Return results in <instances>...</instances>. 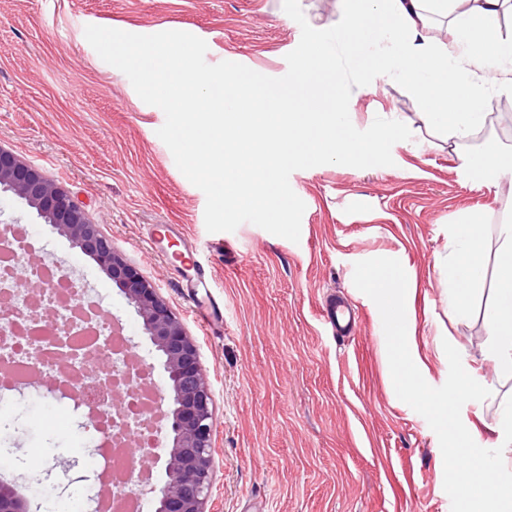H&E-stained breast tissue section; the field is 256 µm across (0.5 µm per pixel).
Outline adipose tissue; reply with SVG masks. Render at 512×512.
Instances as JSON below:
<instances>
[{
	"mask_svg": "<svg viewBox=\"0 0 512 512\" xmlns=\"http://www.w3.org/2000/svg\"><path fill=\"white\" fill-rule=\"evenodd\" d=\"M346 27L314 34L287 80L269 83L254 69L212 73L194 61L189 44L130 48L143 89L167 99L180 117L194 167L222 185L220 200L256 202L268 220L288 221L292 201L277 172L310 150L320 159L364 161L383 152L382 138L353 137L339 109L343 84L338 51L357 55L379 75L400 74L426 107L434 128L467 140L486 119L485 87L512 86V33L497 20L512 0H345ZM495 300L485 326L495 339L497 371L512 374V225L500 230ZM459 256L448 263V308H461L484 277L478 220L459 225Z\"/></svg>",
	"mask_w": 512,
	"mask_h": 512,
	"instance_id": "obj_1",
	"label": "adipose tissue"
}]
</instances>
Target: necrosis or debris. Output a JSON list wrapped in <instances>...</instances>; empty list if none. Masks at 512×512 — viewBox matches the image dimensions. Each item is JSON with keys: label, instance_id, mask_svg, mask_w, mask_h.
Wrapping results in <instances>:
<instances>
[{"label": "necrosis or debris", "instance_id": "necrosis-or-debris-1", "mask_svg": "<svg viewBox=\"0 0 512 512\" xmlns=\"http://www.w3.org/2000/svg\"><path fill=\"white\" fill-rule=\"evenodd\" d=\"M33 251V244L21 230H0V297L10 296L15 308L12 314H0V394L31 376L57 379V359L67 355L68 377L63 389L73 391L83 404L98 412V449L89 462L98 479L93 492L102 496L107 482L116 487L127 485L129 493L116 512H144L142 485L130 476L127 449L117 433L122 426L139 430L142 447H151L153 435L142 423L149 415L157 387L151 374H143L136 394L121 415H114L112 398L118 380L87 383L83 376L90 357L100 350L106 351L120 370H127L126 339L102 317L97 300L77 278L61 276L47 261L31 264ZM21 269L41 285L39 297H32L29 289L18 284L16 276ZM40 305L53 309L54 317L41 319L36 311Z\"/></svg>", "mask_w": 512, "mask_h": 512}]
</instances>
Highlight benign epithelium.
Wrapping results in <instances>:
<instances>
[{
    "label": "benign epithelium",
    "mask_w": 512,
    "mask_h": 512,
    "mask_svg": "<svg viewBox=\"0 0 512 512\" xmlns=\"http://www.w3.org/2000/svg\"><path fill=\"white\" fill-rule=\"evenodd\" d=\"M11 193L36 211L43 223L69 239L112 279L127 304L142 319L144 334L158 353L167 385L159 393L166 409L151 429L170 435L160 452L146 453L140 439L125 433L130 458L147 469L165 459L166 481L153 486L154 512H206L212 464V394L198 348L154 284L138 272L112 244L89 213L36 165L0 146V193ZM110 371L106 356L92 357L86 377L96 380ZM0 512H28L25 499L12 485L0 483Z\"/></svg>",
    "instance_id": "obj_1"
}]
</instances>
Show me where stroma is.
Masks as SVG:
<instances>
[{
  "label": "stroma",
  "mask_w": 512,
  "mask_h": 512,
  "mask_svg": "<svg viewBox=\"0 0 512 512\" xmlns=\"http://www.w3.org/2000/svg\"><path fill=\"white\" fill-rule=\"evenodd\" d=\"M341 0H0V146L42 168L70 192L115 248L151 278L195 341L211 385L214 440L206 512H451L443 458L426 419L394 390L382 319L353 284L356 262L398 259L414 281L407 330L434 387L445 383L444 343L491 391L461 410L486 445L512 377L483 354L491 343L484 315L494 298L499 228L512 222V186L473 182L461 155L512 153V120L487 119L472 139L452 144L429 126L401 79L353 88L350 119L402 117L410 140L393 145V166L322 165L294 171L304 201L299 242L251 224L208 232L206 198L177 168L157 131L164 112L146 104L128 77L87 42L89 25L135 34L184 31L203 39L206 60L287 78L314 31L345 25ZM479 218L485 278L461 312L448 309L445 269L456 255L458 225ZM0 218L18 219L39 257L68 265L118 321L139 360L153 363L141 319L108 275L8 195ZM177 224L180 237L154 235ZM212 270L211 293L224 323L204 330L183 286L189 252ZM347 298L354 335L323 325L327 294ZM0 415V445L15 463L0 479L27 498L30 512L67 501L82 462L96 452L86 413L71 418L70 395L51 381L12 390ZM39 457L54 500L34 490L22 458Z\"/></svg>",
  "instance_id": "obj_1"
}]
</instances>
